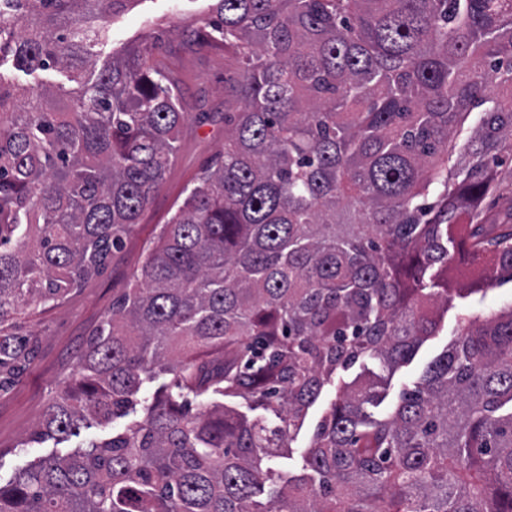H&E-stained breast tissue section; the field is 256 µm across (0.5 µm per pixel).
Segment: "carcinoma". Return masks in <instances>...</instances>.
<instances>
[{
  "instance_id": "carcinoma-1",
  "label": "carcinoma",
  "mask_w": 512,
  "mask_h": 512,
  "mask_svg": "<svg viewBox=\"0 0 512 512\" xmlns=\"http://www.w3.org/2000/svg\"><path fill=\"white\" fill-rule=\"evenodd\" d=\"M129 2L0 6V57L74 83L34 95L0 78V375L29 354L11 316L98 273L171 166L187 113L150 43L96 68ZM214 2L235 65L224 153L39 435L107 424L170 379L142 419L0 484V512H512V306L472 312L451 266L466 248L475 279L512 281V207L480 209L503 191L489 154H512V0ZM451 309L454 340L370 418L376 384L339 372L392 371ZM331 388L304 472L253 507ZM189 394L222 400L191 415Z\"/></svg>"
}]
</instances>
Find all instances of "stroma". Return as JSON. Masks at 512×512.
Segmentation results:
<instances>
[{"mask_svg":"<svg viewBox=\"0 0 512 512\" xmlns=\"http://www.w3.org/2000/svg\"><path fill=\"white\" fill-rule=\"evenodd\" d=\"M215 17L212 0H130L123 11L113 15L110 37L97 48V62L102 65L136 47L143 36H150L152 61L178 85L187 119L166 181L107 267L72 289L59 303L33 304L14 316L17 333L31 337L33 348L29 358L0 387L1 483H9L34 461L83 450L90 442L123 430L133 421L132 416L121 417L108 427L81 429L79 435L62 442L39 434L47 406L70 381L80 353L111 312L113 302L139 273L162 224L193 187L196 175L224 150V80L232 68L224 59L223 45H197L193 34ZM456 328V314L448 312L435 336L426 339L389 379L377 404L369 409L373 418L383 419L394 411L402 392L413 387L454 339ZM334 397V392H326L310 409L292 443L290 457L274 464L275 476L269 487L278 485L279 474L301 473L303 452Z\"/></svg>","mask_w":512,"mask_h":512,"instance_id":"stroma-1","label":"stroma"}]
</instances>
